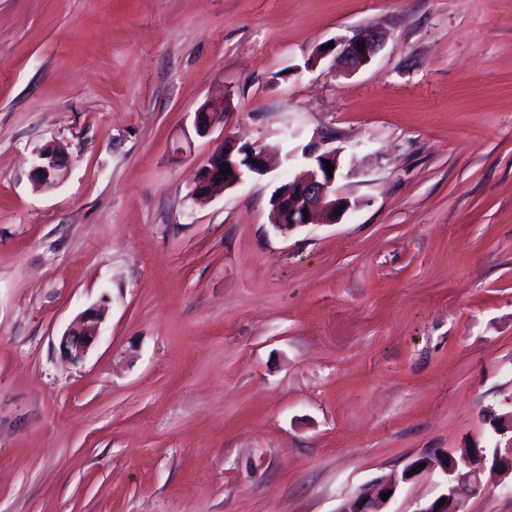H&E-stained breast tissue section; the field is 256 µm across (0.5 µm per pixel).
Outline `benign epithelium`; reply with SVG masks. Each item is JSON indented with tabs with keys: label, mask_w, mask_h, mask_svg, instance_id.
<instances>
[{
	"label": "benign epithelium",
	"mask_w": 512,
	"mask_h": 512,
	"mask_svg": "<svg viewBox=\"0 0 512 512\" xmlns=\"http://www.w3.org/2000/svg\"><path fill=\"white\" fill-rule=\"evenodd\" d=\"M382 35L375 29H367L354 37L340 42L338 59L343 68L353 72L367 65L381 50ZM224 120V113L212 110L203 104L194 112L193 130L198 137H207ZM341 151L336 148H321L309 145L302 151L303 169L288 180L279 190L270 211V224L287 233L298 227L316 222L321 216L328 224H334L350 208L347 198L337 194L336 177L328 175L325 162L334 166L338 173ZM67 159L54 146L41 148L33 159L32 174L36 183L53 187L60 183L67 172ZM232 173H223L225 169ZM270 169V151L259 145L241 146L223 141L219 143L198 172L191 191L195 198H204L217 188H232L249 175H264ZM106 313V300L86 309L76 322L64 332L59 340L61 354L73 363L84 359L95 342L96 327ZM452 459L446 452L434 456H423L408 464L401 474V481L408 482L419 474L441 468L447 475L446 487L439 497L427 501L415 512H460L462 502L488 486L482 470L464 466L460 469L448 463ZM398 488L397 481L380 480L371 488L356 491L336 512H379L378 506L385 503L382 495Z\"/></svg>",
	"instance_id": "benign-epithelium-1"
}]
</instances>
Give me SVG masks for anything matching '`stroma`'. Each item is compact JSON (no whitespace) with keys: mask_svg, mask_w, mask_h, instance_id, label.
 Returning a JSON list of instances; mask_svg holds the SVG:
<instances>
[{"mask_svg":"<svg viewBox=\"0 0 512 512\" xmlns=\"http://www.w3.org/2000/svg\"><path fill=\"white\" fill-rule=\"evenodd\" d=\"M366 27L382 49L335 68ZM324 138L352 207L281 233ZM225 139L287 159L196 202ZM510 414L512 0H0V512H335L381 477L416 512L446 476L404 467H491ZM462 510L512 512V473ZM224 111H214L206 104L201 105L194 113L193 130L198 137H207L213 129L224 120ZM67 165L63 153L55 146L47 145L35 154L32 174L39 185L53 187L64 179ZM106 303L103 299L99 304L86 309L60 337L59 349L66 359L73 363L84 359L97 338L96 327L105 317Z\"/></svg>","mask_w":512,"mask_h":512,"instance_id":"obj_1","label":"stroma"}]
</instances>
